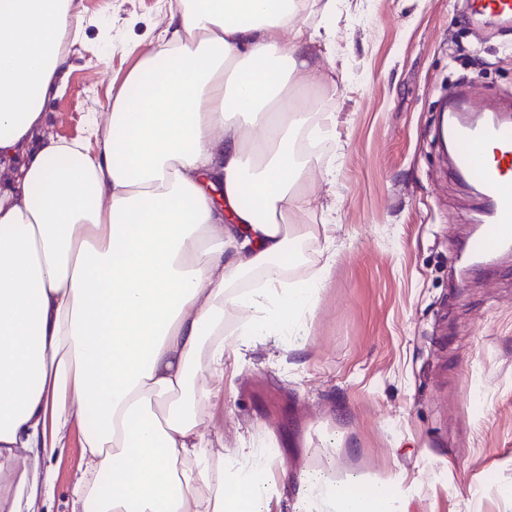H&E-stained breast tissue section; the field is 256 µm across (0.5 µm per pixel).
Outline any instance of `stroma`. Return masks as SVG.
Wrapping results in <instances>:
<instances>
[{
	"label": "stroma",
	"instance_id": "1",
	"mask_svg": "<svg viewBox=\"0 0 512 512\" xmlns=\"http://www.w3.org/2000/svg\"><path fill=\"white\" fill-rule=\"evenodd\" d=\"M179 6L78 0L84 15L111 21L114 40L103 50L89 26L68 47L49 132L84 136L87 114L107 107ZM313 50L297 102L332 114L335 128L299 221L327 225L335 254L288 271L302 280L328 268L301 347L271 341L235 367L225 317L224 395L210 408L223 451L253 446L292 474L399 473L416 487L411 512H512V262L455 287L477 201L440 152V110L458 89L512 111V31L470 23L462 0H339L331 43ZM81 462L74 440L48 461L51 512H66Z\"/></svg>",
	"mask_w": 512,
	"mask_h": 512
}]
</instances>
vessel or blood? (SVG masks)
<instances>
[{
  "label": "vessel or blood",
  "instance_id": "1",
  "mask_svg": "<svg viewBox=\"0 0 512 512\" xmlns=\"http://www.w3.org/2000/svg\"><path fill=\"white\" fill-rule=\"evenodd\" d=\"M477 25L512 28V0H465ZM448 136L457 150V172L480 190L486 222L472 245L483 257L512 247V120L495 111L474 112L466 94L448 103Z\"/></svg>",
  "mask_w": 512,
  "mask_h": 512
}]
</instances>
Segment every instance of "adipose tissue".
I'll return each instance as SVG.
<instances>
[{
	"label": "adipose tissue",
	"instance_id": "1",
	"mask_svg": "<svg viewBox=\"0 0 512 512\" xmlns=\"http://www.w3.org/2000/svg\"><path fill=\"white\" fill-rule=\"evenodd\" d=\"M336 0H183L85 137L44 135L63 95L75 0H0V486L41 512L74 423L84 463L69 512H410L403 475L273 480L260 452L214 459L224 433V313L239 341L296 340L327 270L292 283L319 239L298 223L311 143L333 125L298 108L313 66L301 20ZM261 288L240 291L246 276Z\"/></svg>",
	"mask_w": 512,
	"mask_h": 512
}]
</instances>
